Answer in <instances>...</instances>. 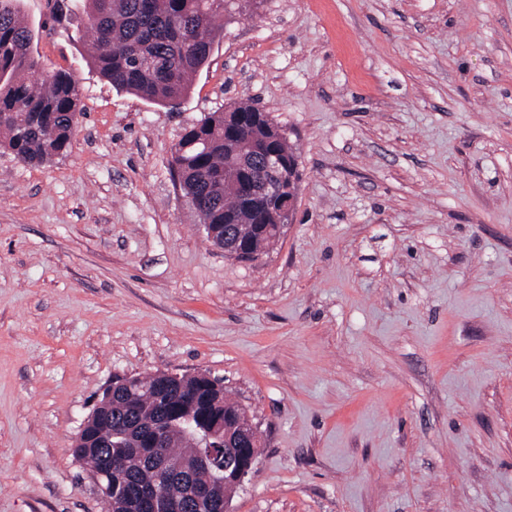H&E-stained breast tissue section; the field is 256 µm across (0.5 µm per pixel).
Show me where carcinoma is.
<instances>
[{
  "label": "carcinoma",
  "instance_id": "1",
  "mask_svg": "<svg viewBox=\"0 0 512 512\" xmlns=\"http://www.w3.org/2000/svg\"><path fill=\"white\" fill-rule=\"evenodd\" d=\"M22 0H0V148L27 165H44L64 155L82 116L81 85L69 72L43 71L34 56V32L25 22ZM52 18L76 21L75 42L91 35L88 62L112 87L144 101L174 107L188 95L191 78L206 65L215 41V23L226 0H47ZM272 121L257 132L245 130L224 142V113L214 112L185 132L172 153L185 195L197 202L201 223L217 240L234 224L241 243L266 253L272 235L252 224L259 203L236 195L230 186L237 170L230 159L253 164L256 138L279 134ZM112 408L82 431L74 455L92 472H102L100 492L113 500L133 499L146 487H164L178 476L213 485L224 502L237 490L236 467L256 460L257 431L247 411L206 373L179 382L155 375L118 378ZM200 426L223 439L225 448H245L234 467L214 477L187 455Z\"/></svg>",
  "mask_w": 512,
  "mask_h": 512
}]
</instances>
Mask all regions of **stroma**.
Segmentation results:
<instances>
[{"instance_id":"35a3bbf8","label":"stroma","mask_w":512,"mask_h":512,"mask_svg":"<svg viewBox=\"0 0 512 512\" xmlns=\"http://www.w3.org/2000/svg\"><path fill=\"white\" fill-rule=\"evenodd\" d=\"M22 11L84 115L50 163L0 150V512H106L85 419L114 377L201 371L260 436L231 512H512V0H250L174 109ZM245 100L299 162L255 261L170 165Z\"/></svg>"}]
</instances>
